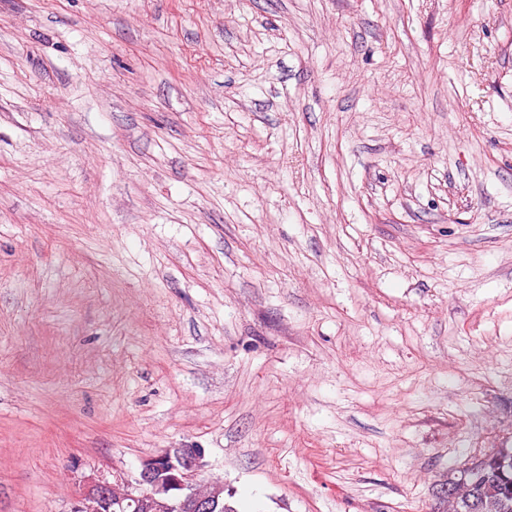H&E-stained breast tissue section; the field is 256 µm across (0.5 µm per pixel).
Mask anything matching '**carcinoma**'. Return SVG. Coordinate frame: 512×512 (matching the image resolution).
Segmentation results:
<instances>
[{
    "mask_svg": "<svg viewBox=\"0 0 512 512\" xmlns=\"http://www.w3.org/2000/svg\"><path fill=\"white\" fill-rule=\"evenodd\" d=\"M483 467L466 475L448 471L444 484L464 480L444 512H470L467 502L478 492L483 507L479 512H512V448H495L483 454Z\"/></svg>",
    "mask_w": 512,
    "mask_h": 512,
    "instance_id": "1",
    "label": "carcinoma"
}]
</instances>
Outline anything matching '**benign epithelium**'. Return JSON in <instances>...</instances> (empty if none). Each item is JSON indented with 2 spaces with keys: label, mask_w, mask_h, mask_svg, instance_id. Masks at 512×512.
Wrapping results in <instances>:
<instances>
[{
  "label": "benign epithelium",
  "mask_w": 512,
  "mask_h": 512,
  "mask_svg": "<svg viewBox=\"0 0 512 512\" xmlns=\"http://www.w3.org/2000/svg\"><path fill=\"white\" fill-rule=\"evenodd\" d=\"M204 456L202 448H167L141 461L133 483L87 479L71 512H125L133 501L139 512H224L220 490L200 488Z\"/></svg>",
  "instance_id": "1"
}]
</instances>
